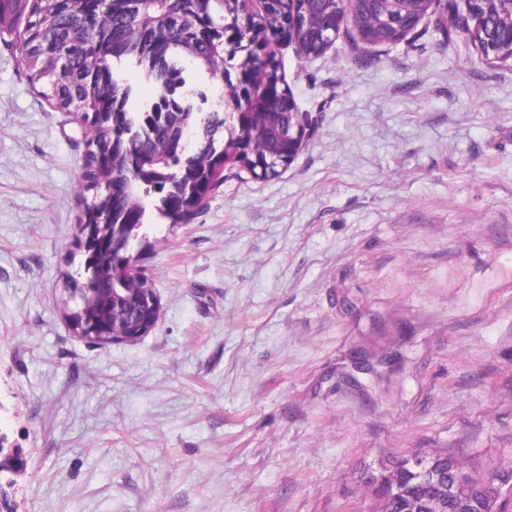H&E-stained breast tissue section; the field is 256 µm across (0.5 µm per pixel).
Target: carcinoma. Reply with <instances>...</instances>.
<instances>
[{
	"mask_svg": "<svg viewBox=\"0 0 512 512\" xmlns=\"http://www.w3.org/2000/svg\"><path fill=\"white\" fill-rule=\"evenodd\" d=\"M426 8V0H364L354 30L369 44L399 43ZM336 14L335 0H0V35L19 36L32 83H48L56 110L83 113L80 225H129L124 251L98 235L77 237L82 260L65 274V312L78 314L86 335L119 316L94 297L99 278L111 276L130 298L155 287L148 232L190 223L227 168L256 179L288 168V113L299 106L273 45L319 58L341 33ZM434 25L512 62V0L480 12L446 0ZM184 61L222 84L221 107L205 112L180 97ZM127 64L151 85L150 107L138 108L117 78Z\"/></svg>",
	"mask_w": 512,
	"mask_h": 512,
	"instance_id": "obj_1",
	"label": "carcinoma"
}]
</instances>
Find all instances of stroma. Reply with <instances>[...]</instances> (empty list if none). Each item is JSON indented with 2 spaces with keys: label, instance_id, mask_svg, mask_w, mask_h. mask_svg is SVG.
Listing matches in <instances>:
<instances>
[{
  "label": "stroma",
  "instance_id": "stroma-1",
  "mask_svg": "<svg viewBox=\"0 0 512 512\" xmlns=\"http://www.w3.org/2000/svg\"><path fill=\"white\" fill-rule=\"evenodd\" d=\"M279 57L313 133L152 234L157 325L94 345L62 302L78 118L0 36L8 512H380L374 479L411 453L512 473V63L429 22Z\"/></svg>",
  "mask_w": 512,
  "mask_h": 512
}]
</instances>
